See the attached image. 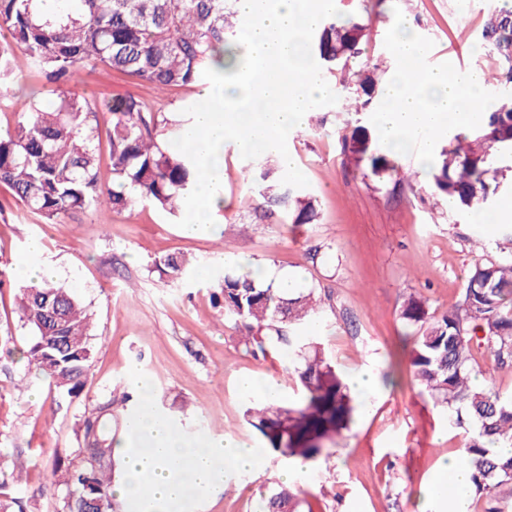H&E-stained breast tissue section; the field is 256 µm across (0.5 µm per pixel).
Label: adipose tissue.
<instances>
[{"label":"adipose tissue","mask_w":512,"mask_h":512,"mask_svg":"<svg viewBox=\"0 0 512 512\" xmlns=\"http://www.w3.org/2000/svg\"><path fill=\"white\" fill-rule=\"evenodd\" d=\"M484 82L480 72L459 81L443 70L396 73L373 114L379 140L400 150L420 144L430 157L444 137L477 125L482 117ZM131 388L141 397L139 410L114 442L123 475L114 490L134 512H181L189 496L209 498L223 492L230 473L256 470L260 457L243 440L189 437L154 406L150 385L132 375ZM469 472L463 462L441 464L429 494L450 502V512H468Z\"/></svg>","instance_id":"ef3b65f1"}]
</instances>
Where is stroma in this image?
I'll return each instance as SVG.
<instances>
[{
  "mask_svg": "<svg viewBox=\"0 0 512 512\" xmlns=\"http://www.w3.org/2000/svg\"><path fill=\"white\" fill-rule=\"evenodd\" d=\"M492 5L512 7V0H386L371 13L363 0H336L341 14L364 16L369 29L357 65L377 64L390 75L409 69L392 49L395 24L404 20L426 50L423 67L481 72L496 101L503 89L493 78L495 61L477 45ZM71 86L101 100L132 94L169 111L197 103L199 93L195 85L161 92L87 67ZM349 120L336 106L314 108L288 143L321 210L317 224L295 230L260 219L247 161L233 142L224 148V206L214 228L194 236L148 203L45 224L0 187V472L23 470L27 512H57L64 485L53 459L77 448L79 424L94 403L111 401L112 432L121 433L139 406L128 383L133 371L187 434L261 448L245 416L254 397L239 390L238 379L275 380L292 402L300 385L287 372V352H247L240 330L215 305L225 263L270 266L316 289L324 309L303 335L321 337L343 371L358 365L379 374L403 355L405 296H421L442 313L476 263L512 258V249L484 236L468 215L449 211L425 178L398 184L346 160L336 130ZM34 238L43 249L32 256L27 245ZM164 254L198 263L197 280L160 276L155 262ZM23 261L56 267V283L92 315L91 376L78 398L55 402L49 382L23 358L33 340L17 309ZM467 440V431L449 426L444 409L407 376L360 400L329 461L312 464L294 483L312 512H440L424 489L439 461L460 458ZM263 456L264 465L232 476L222 495L188 503V512H258L261 494L281 480V457L268 450Z\"/></svg>",
  "mask_w": 512,
  "mask_h": 512,
  "instance_id": "1",
  "label": "stroma"
}]
</instances>
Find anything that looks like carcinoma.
Returning <instances> with one entry per match:
<instances>
[{
	"label": "carcinoma",
	"instance_id": "obj_1",
	"mask_svg": "<svg viewBox=\"0 0 512 512\" xmlns=\"http://www.w3.org/2000/svg\"><path fill=\"white\" fill-rule=\"evenodd\" d=\"M37 0H0V110L17 114L14 126L0 131V186L8 187L29 212L54 224L77 211L105 205L114 211L149 200L173 214L184 206L196 182L192 162L173 145L185 120L169 119L132 95L97 100L70 88L83 65L126 74L160 91L200 83L208 68L233 74L245 50L235 44V0H67L56 18L36 10ZM357 17L324 19L315 30L312 53L326 73H337L360 109L375 107L382 95L379 68L354 69L367 38ZM478 44L492 56L497 81L512 88V10L489 9ZM38 76L41 88L16 92L23 76L18 58ZM106 116L112 183L102 182L100 117ZM342 152L377 178L397 176L395 154L381 151L375 127L338 131ZM512 159V96L483 110L469 134H457L429 162L433 194L448 208L471 215L491 214L500 185L487 175L497 158ZM264 218L279 224H315V197L306 188L281 183L275 161L261 155L248 165ZM173 281L195 272L183 257L155 260ZM224 320L242 329L244 345L265 353L288 351L301 384L296 405L263 399L246 410L250 425L282 457L314 462L332 456L336 435L352 421L355 406L336 365L314 336L299 330L321 313L313 288L285 294L258 283L252 270L224 268L221 289ZM20 320L34 336L24 352L28 365L54 386L57 400L81 394L90 379L92 318L69 289L50 282L19 287ZM400 317L413 329L407 356L411 376L446 408L449 425L468 426L472 436L462 460L471 489L489 495L512 485V400L475 387V353L484 352L498 369L512 370V260L475 265L458 300L444 313H429L427 301L404 298ZM64 341L53 340L55 329ZM112 401L97 404L77 431L78 448L65 469L66 490L96 498L103 512H114ZM102 463L93 465L89 455ZM293 486H282L266 501L268 512H300Z\"/></svg>",
	"mask_w": 512,
	"mask_h": 512
}]
</instances>
